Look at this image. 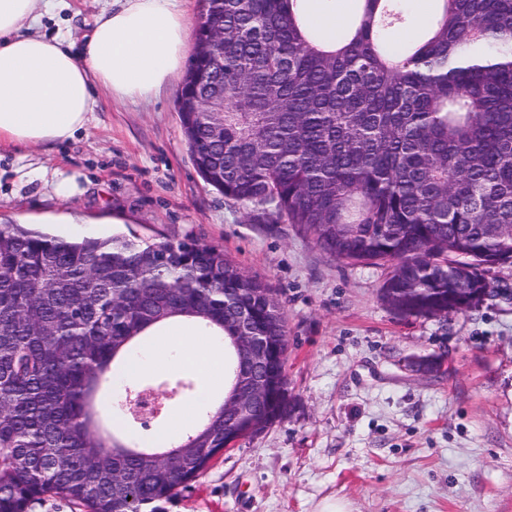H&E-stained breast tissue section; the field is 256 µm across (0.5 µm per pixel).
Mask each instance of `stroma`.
I'll return each mask as SVG.
<instances>
[{
  "label": "stroma",
  "mask_w": 512,
  "mask_h": 512,
  "mask_svg": "<svg viewBox=\"0 0 512 512\" xmlns=\"http://www.w3.org/2000/svg\"><path fill=\"white\" fill-rule=\"evenodd\" d=\"M107 0H65L38 31L81 53ZM99 91L85 132L53 148L0 147V222L72 214L48 232L142 243L192 238L267 281L288 321L291 411L216 458L159 512H512V266L448 317L395 313L385 268L337 261L300 228L259 217L197 174L176 101ZM77 189L57 196V177ZM444 361L422 371L420 358Z\"/></svg>",
  "instance_id": "stroma-1"
}]
</instances>
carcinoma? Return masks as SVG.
Listing matches in <instances>:
<instances>
[{
    "instance_id": "1",
    "label": "carcinoma",
    "mask_w": 512,
    "mask_h": 512,
    "mask_svg": "<svg viewBox=\"0 0 512 512\" xmlns=\"http://www.w3.org/2000/svg\"><path fill=\"white\" fill-rule=\"evenodd\" d=\"M305 0H211L224 64L190 59L178 116L194 167L224 197L295 224L335 259L388 269L402 316L460 311L512 265V0H435L411 45L398 0H357L324 33ZM224 90V113L204 112ZM272 288L194 239L67 240L0 224V512L45 496L82 512H158L223 453L224 430L257 435L288 417L287 317ZM271 337L252 420L219 406L158 463L126 452L135 421L105 388L134 338L183 316L236 356L230 305Z\"/></svg>"
}]
</instances>
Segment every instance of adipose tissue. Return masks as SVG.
I'll return each instance as SVG.
<instances>
[{
	"instance_id": "1",
	"label": "adipose tissue",
	"mask_w": 512,
	"mask_h": 512,
	"mask_svg": "<svg viewBox=\"0 0 512 512\" xmlns=\"http://www.w3.org/2000/svg\"><path fill=\"white\" fill-rule=\"evenodd\" d=\"M54 0H0V143L17 148L59 142L87 128L95 87L113 98L146 99L182 64L187 22L181 0H116L97 19L82 53L64 39L35 33ZM161 338L131 356L128 381L157 370L192 368L201 379L193 406L178 411L162 434L176 446L198 409H214L223 388L224 347L202 340L191 320L161 326Z\"/></svg>"
}]
</instances>
